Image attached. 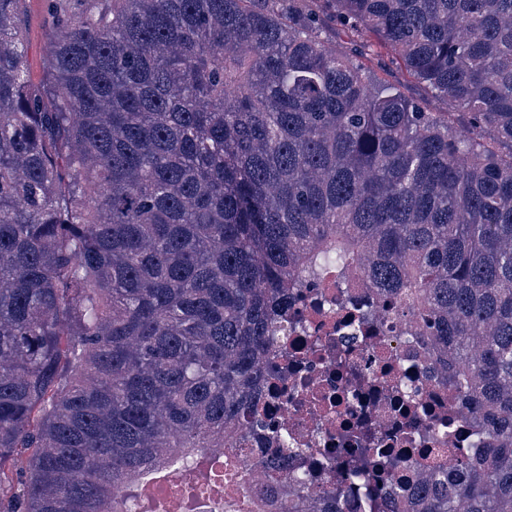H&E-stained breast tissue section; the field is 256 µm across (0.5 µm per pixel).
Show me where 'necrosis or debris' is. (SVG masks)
Returning <instances> with one entry per match:
<instances>
[{
  "label": "necrosis or debris",
  "mask_w": 512,
  "mask_h": 512,
  "mask_svg": "<svg viewBox=\"0 0 512 512\" xmlns=\"http://www.w3.org/2000/svg\"><path fill=\"white\" fill-rule=\"evenodd\" d=\"M374 307L365 288L326 282L296 289L288 307L294 329L279 335L267 354L275 375L262 389L263 423L243 426L250 449L238 458L245 495L253 494L258 465L282 439L295 450L289 466L310 479V497L345 483L343 512H384L392 495H413L420 469L447 464L448 449L479 455L457 399L425 358L421 336L395 317L377 316ZM355 428L365 445L399 460L392 478L347 477L361 447L348 438ZM191 484L177 473L148 493L165 498L169 512H239L218 486L191 506Z\"/></svg>",
  "instance_id": "4bbe7bcc"
}]
</instances>
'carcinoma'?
I'll return each mask as SVG.
<instances>
[{"mask_svg": "<svg viewBox=\"0 0 512 512\" xmlns=\"http://www.w3.org/2000/svg\"><path fill=\"white\" fill-rule=\"evenodd\" d=\"M0 0V512H147L260 423L290 289L419 324L477 457L391 512H512V0ZM351 36L349 45L328 33ZM387 48L444 105L368 65ZM265 465L266 512H342ZM42 0H27L25 2V19L28 35L24 39L23 48L34 76L42 72L45 55V31L42 26L43 16Z\"/></svg>", "mask_w": 512, "mask_h": 512, "instance_id": "obj_1", "label": "carcinoma"}]
</instances>
